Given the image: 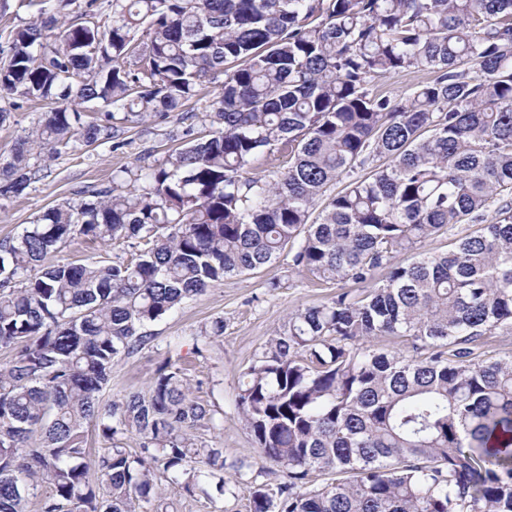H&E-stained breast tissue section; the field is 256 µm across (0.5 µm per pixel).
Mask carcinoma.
I'll return each instance as SVG.
<instances>
[{
    "instance_id": "1",
    "label": "carcinoma",
    "mask_w": 512,
    "mask_h": 512,
    "mask_svg": "<svg viewBox=\"0 0 512 512\" xmlns=\"http://www.w3.org/2000/svg\"><path fill=\"white\" fill-rule=\"evenodd\" d=\"M96 2L76 22L75 0H28L37 19L9 31L0 94L48 111L0 163V195L44 176L35 150L117 138L130 116L187 125L179 147L144 148L0 242V512L44 487L40 512H168L161 478L192 496L224 470L179 362L144 394L103 391L148 324L285 252L336 293L291 312L242 374L258 458L286 475L250 492L251 512H512V354L486 351L512 335V0ZM408 71L429 78L373 92ZM217 82L203 132L190 119ZM284 149L276 179L249 175ZM76 236L136 252L41 265ZM91 429L109 443L94 477ZM316 471L340 478L309 489ZM427 77L429 76L423 72L392 74L378 81L375 85V90L378 93L387 94L391 97H400L407 93L413 85Z\"/></svg>"
}]
</instances>
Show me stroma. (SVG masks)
I'll return each instance as SVG.
<instances>
[{
    "label": "stroma",
    "instance_id": "35a3bbf8",
    "mask_svg": "<svg viewBox=\"0 0 512 512\" xmlns=\"http://www.w3.org/2000/svg\"><path fill=\"white\" fill-rule=\"evenodd\" d=\"M10 118L0 125V160L9 158L16 143L41 118V104L17 96L0 98ZM179 113L165 119L129 123L120 141H102L62 154L50 161L45 176L18 197L0 196V241L18 237L47 207L74 199L82 188L109 183L115 170L135 167L140 151L166 145L169 133L180 130ZM279 289H270L271 280ZM334 287L311 283L291 271L287 257L256 271L225 279L223 284L186 300L174 313L150 325V345L112 365L105 399L145 391L170 357L180 356L194 396L214 411L212 426L201 434L224 452L225 480L236 483V495L222 494L216 485L206 493L187 495L174 484L163 483V494L174 512H250V490L255 485L276 486L284 476L261 467L255 444L237 406L239 377L261 347L275 336L293 310L328 300ZM223 319L224 335L215 342L200 337L202 327Z\"/></svg>",
    "mask_w": 512,
    "mask_h": 512
}]
</instances>
